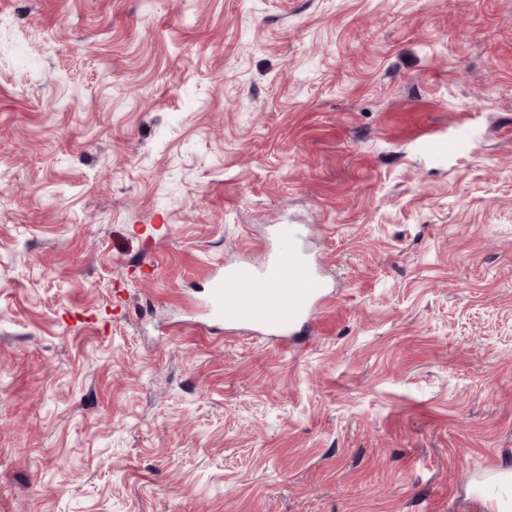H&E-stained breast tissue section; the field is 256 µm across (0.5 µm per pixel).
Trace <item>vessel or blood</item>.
<instances>
[{
	"label": "vessel or blood",
	"mask_w": 512,
	"mask_h": 512,
	"mask_svg": "<svg viewBox=\"0 0 512 512\" xmlns=\"http://www.w3.org/2000/svg\"><path fill=\"white\" fill-rule=\"evenodd\" d=\"M266 262L225 264L211 275L204 306L229 329L268 331L288 337L296 328H313V312L326 285L312 265L300 226L274 225Z\"/></svg>",
	"instance_id": "vessel-or-blood-1"
}]
</instances>
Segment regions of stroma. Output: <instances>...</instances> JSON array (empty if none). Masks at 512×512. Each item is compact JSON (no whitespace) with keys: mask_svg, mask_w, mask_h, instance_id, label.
I'll list each match as a JSON object with an SVG mask.
<instances>
[{"mask_svg":"<svg viewBox=\"0 0 512 512\" xmlns=\"http://www.w3.org/2000/svg\"><path fill=\"white\" fill-rule=\"evenodd\" d=\"M276 224L327 285L287 351L200 307ZM508 472L512 0H0V512H497Z\"/></svg>","mask_w":512,"mask_h":512,"instance_id":"35a3bbf8","label":"stroma"}]
</instances>
